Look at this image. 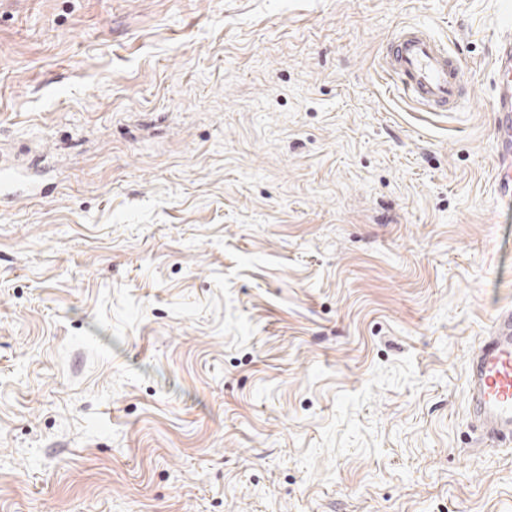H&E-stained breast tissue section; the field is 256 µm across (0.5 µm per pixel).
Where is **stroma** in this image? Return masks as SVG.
<instances>
[{
  "label": "stroma",
  "mask_w": 512,
  "mask_h": 512,
  "mask_svg": "<svg viewBox=\"0 0 512 512\" xmlns=\"http://www.w3.org/2000/svg\"><path fill=\"white\" fill-rule=\"evenodd\" d=\"M420 23L471 82L379 76ZM512 0H0V512H512ZM382 55L381 74L426 112H455L469 83L459 57L422 25L401 26ZM491 71L494 78L495 95L493 112L500 116V123L506 132L512 131V36L497 40L492 56ZM511 139L502 141V147L498 151V176L501 199L511 204L512 201V134ZM511 140V142H510ZM465 388L477 429L512 442V308L500 309L466 362Z\"/></svg>",
  "instance_id": "35a3bbf8"
}]
</instances>
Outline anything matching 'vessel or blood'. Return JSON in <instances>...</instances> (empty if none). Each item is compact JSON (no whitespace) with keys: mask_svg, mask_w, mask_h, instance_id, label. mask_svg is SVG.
Wrapping results in <instances>:
<instances>
[{"mask_svg":"<svg viewBox=\"0 0 512 512\" xmlns=\"http://www.w3.org/2000/svg\"><path fill=\"white\" fill-rule=\"evenodd\" d=\"M491 71L493 110L512 129V36L497 40ZM381 74L399 94L428 112L456 111L469 83L456 54L421 25L401 26L382 55ZM501 198L512 201V141L498 151ZM465 388L477 429L493 441L512 442V308L500 309L466 362Z\"/></svg>","mask_w":512,"mask_h":512,"instance_id":"b4317fda","label":"vessel or blood"}]
</instances>
